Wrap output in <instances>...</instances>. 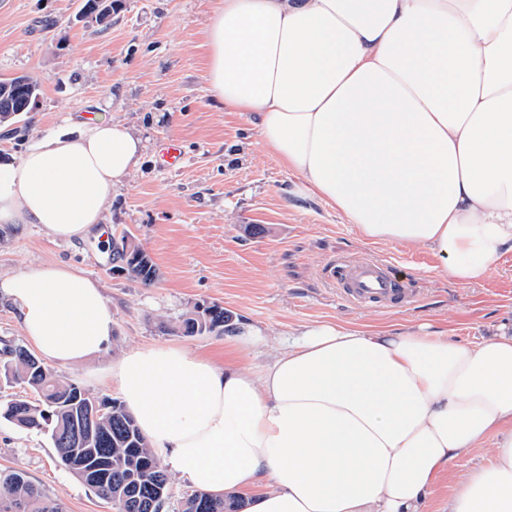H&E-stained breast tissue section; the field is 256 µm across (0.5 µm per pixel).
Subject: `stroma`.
<instances>
[{
  "label": "stroma",
  "instance_id": "stroma-1",
  "mask_svg": "<svg viewBox=\"0 0 512 512\" xmlns=\"http://www.w3.org/2000/svg\"><path fill=\"white\" fill-rule=\"evenodd\" d=\"M85 0H0V79L27 75L40 94L32 111L0 125V160L70 123L101 113L144 142L128 183L109 196L103 233L83 241L46 236L36 224H0V277L53 262L79 266L100 282L112 309L111 347L54 374L95 397L115 396L112 366L132 349L165 344L223 365L261 369L289 332L337 322L391 332L422 324L449 341L474 344L512 323V253L485 279L460 284L439 273L430 251L365 241L354 225L312 196L260 143L245 113L211 97L205 25L217 0H117L102 24L82 15ZM179 140L184 164L160 161ZM131 233L158 269L153 285L122 272L112 241ZM359 259L389 263L415 300L381 307L345 299L333 276ZM217 303L233 331L188 336L181 322L194 306ZM265 333L256 347L237 337ZM489 449L437 479L425 512H443L453 486ZM21 470L65 512H117L57 459L48 435L0 420V471Z\"/></svg>",
  "mask_w": 512,
  "mask_h": 512
}]
</instances>
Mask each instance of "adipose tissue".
I'll use <instances>...</instances> for the list:
<instances>
[{"label":"adipose tissue","mask_w":512,"mask_h":512,"mask_svg":"<svg viewBox=\"0 0 512 512\" xmlns=\"http://www.w3.org/2000/svg\"><path fill=\"white\" fill-rule=\"evenodd\" d=\"M206 41L212 95L362 239L425 247L459 283L512 252V0H219ZM143 150L101 114L37 141L0 163V223L87 238ZM0 290L58 365L112 341L99 282L71 264ZM112 381L173 472L246 512H423L489 440L445 512H512V325L470 345L304 325L258 375L138 348ZM492 442L487 441L486 448L477 453L476 458H464L454 464V466L437 479L431 492L425 501V512H442L448 502V495L451 493L453 486L461 479L463 474L477 463H485L490 458Z\"/></svg>","instance_id":"obj_1"}]
</instances>
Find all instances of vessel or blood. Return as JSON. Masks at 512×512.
<instances>
[{
  "label": "vessel or blood",
  "instance_id": "b4317fda",
  "mask_svg": "<svg viewBox=\"0 0 512 512\" xmlns=\"http://www.w3.org/2000/svg\"><path fill=\"white\" fill-rule=\"evenodd\" d=\"M341 291L350 300L383 306L408 303L413 299L405 282L388 265L371 260L359 261L345 269Z\"/></svg>",
  "mask_w": 512,
  "mask_h": 512
}]
</instances>
